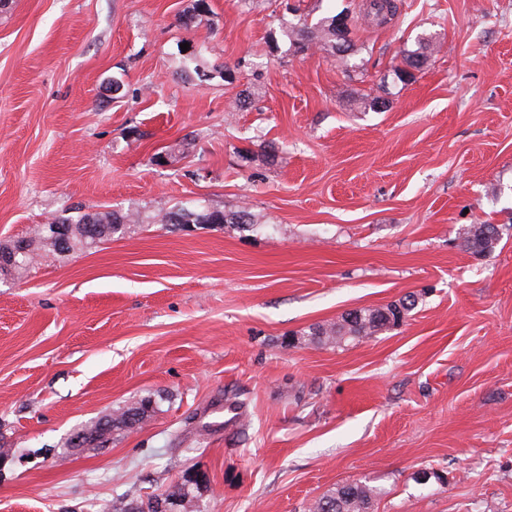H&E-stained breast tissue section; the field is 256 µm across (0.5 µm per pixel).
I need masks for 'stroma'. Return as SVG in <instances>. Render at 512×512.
<instances>
[{
    "instance_id": "stroma-1",
    "label": "stroma",
    "mask_w": 512,
    "mask_h": 512,
    "mask_svg": "<svg viewBox=\"0 0 512 512\" xmlns=\"http://www.w3.org/2000/svg\"><path fill=\"white\" fill-rule=\"evenodd\" d=\"M193 2L0 0V243L69 206L144 218L0 276V512L188 479L205 512H306L366 478L375 512H512V0H401L383 24L365 0H296L313 23L351 9L345 68L294 54L270 0H207L182 26ZM424 34L430 66L391 81ZM197 199L256 223H154ZM487 222L495 250H466ZM408 294L396 329L292 341ZM146 397L143 428L66 447ZM465 246L477 254H490L501 240L500 227L496 224H478L463 232Z\"/></svg>"
}]
</instances>
